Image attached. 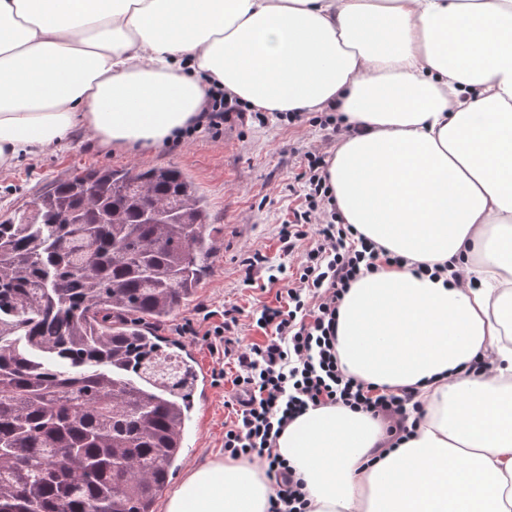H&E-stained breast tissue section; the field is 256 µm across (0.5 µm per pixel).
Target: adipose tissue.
<instances>
[{"mask_svg":"<svg viewBox=\"0 0 512 512\" xmlns=\"http://www.w3.org/2000/svg\"><path fill=\"white\" fill-rule=\"evenodd\" d=\"M215 81L342 116L336 204L405 260L352 285L336 352L424 416L395 448L342 406L288 425L312 512H512V0H0V167L78 128L162 148ZM266 471L211 460L164 512H268Z\"/></svg>","mask_w":512,"mask_h":512,"instance_id":"adipose-tissue-1","label":"adipose tissue"}]
</instances>
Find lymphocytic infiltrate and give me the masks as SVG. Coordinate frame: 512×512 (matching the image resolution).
<instances>
[{
	"label": "lymphocytic infiltrate",
	"instance_id": "f902f5d3",
	"mask_svg": "<svg viewBox=\"0 0 512 512\" xmlns=\"http://www.w3.org/2000/svg\"><path fill=\"white\" fill-rule=\"evenodd\" d=\"M250 111L246 102L210 90L195 128L176 134L175 143L192 137L195 129L218 133L232 117ZM251 112V111H250ZM327 162L320 153L304 154L300 175L303 203L288 224L282 225V250L300 253L294 271L270 265L261 250L244 261L246 284L265 278L278 289L277 303L253 315L257 328L267 331L263 343L246 342L239 332L235 309L224 310L211 333L218 337L223 356L235 357L238 372L226 406L233 420L224 430V453L231 458L265 461L276 481L270 512H308L301 480L287 460L274 451L288 422L320 405H341L366 412L387 423L390 436L415 426L413 389L387 395L376 386L347 377L336 356L340 303L363 272L380 263H399L345 223L326 177Z\"/></svg>",
	"mask_w": 512,
	"mask_h": 512
}]
</instances>
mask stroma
<instances>
[{
  "label": "stroma",
  "instance_id": "35a3bbf8",
  "mask_svg": "<svg viewBox=\"0 0 512 512\" xmlns=\"http://www.w3.org/2000/svg\"><path fill=\"white\" fill-rule=\"evenodd\" d=\"M337 139L327 129L306 122L291 124L269 118L259 124L250 118L231 119L222 136L202 131L181 145L161 149L104 147L86 133L74 134L65 144L41 156L20 158L11 169L0 171V217L24 209L50 186L74 172L109 166L115 169L173 166L190 175L208 201L209 228L214 252L196 293L160 325L158 332L183 342L196 368L206 369L210 398H196L182 455L169 478L177 485L197 466L224 454V425L231 416L226 406L232 394L224 373L233 364L218 366L209 324L200 307L219 311L240 308L241 334L250 342H263L265 334L253 327L251 315L265 304L276 303L277 290H260L243 283L241 261L249 251L261 250L274 266H295L279 242L282 224L302 203L296 180L304 152L333 154ZM193 320L196 335L181 331Z\"/></svg>",
  "mask_w": 512,
  "mask_h": 512
}]
</instances>
